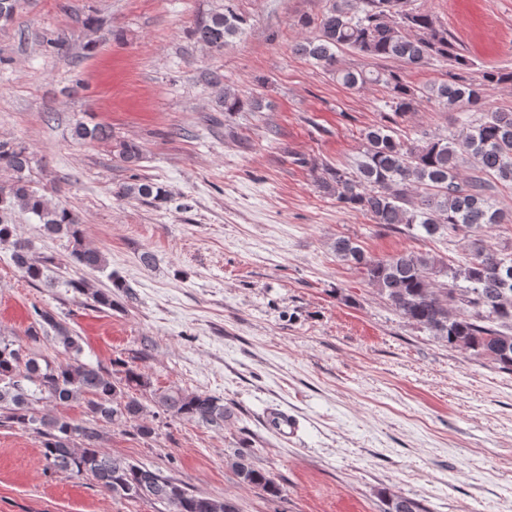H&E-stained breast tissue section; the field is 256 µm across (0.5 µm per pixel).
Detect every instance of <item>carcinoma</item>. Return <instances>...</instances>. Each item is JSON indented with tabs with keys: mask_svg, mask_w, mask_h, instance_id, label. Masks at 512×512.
<instances>
[{
	"mask_svg": "<svg viewBox=\"0 0 512 512\" xmlns=\"http://www.w3.org/2000/svg\"><path fill=\"white\" fill-rule=\"evenodd\" d=\"M328 0L317 17L319 36L294 44L293 52L321 65L346 87L377 84L389 91L386 106L396 116L418 110L425 95L446 106L460 105L478 112L477 119L461 122L459 134L425 135L405 143L394 137L391 126L379 123L363 133L362 160L354 170L328 167L318 187L335 194L343 207L370 215L374 222L396 228H418L426 238L448 233L469 237L505 220L488 196V178L512 185V111L486 109L489 87L512 82V72L485 67L477 78L467 76L471 59L456 52L448 30L436 24L426 11L402 9L404 0ZM20 0H0V25L13 21ZM245 19L230 7L215 12L193 28L195 39L221 51L244 33ZM349 47L364 57L395 59L420 67L432 61L450 60L454 70L448 80L433 84L423 93L396 73L382 70H350L338 66L336 50ZM258 107L238 92L224 88V111ZM119 159L135 166L142 148L134 142L117 145ZM31 156L27 148L0 140V170L14 174L0 186V245L11 249V260L23 277L41 280L42 269L33 258L32 245L21 241L7 215L15 210L30 213L49 235L64 234L73 241L69 263L75 271H100L104 255L85 245L77 213L52 203L33 189L25 177ZM471 166L472 174L461 178ZM117 196L151 204L167 202V191L152 182L120 186ZM336 257L355 268L385 297L400 315L448 342V347L486 357L499 370L512 373V253H501L471 242L465 262L447 268L428 254L404 251L378 259L347 238L333 243ZM443 280H438V277ZM37 324L53 332L55 347L69 356L66 363L38 359L0 338V411L3 418L36 433L46 465L56 471L91 476L101 491L127 500H154L166 512H224V502L189 492L175 479L125 459L99 446L104 427L137 422L147 407L136 391L151 388L150 378L128 367L124 380L115 381L100 368L80 359L81 337L48 310L38 312ZM57 404L83 401L89 419L76 423L57 416L38 417L32 404L37 395ZM154 406L177 419L221 428L231 417L224 401L207 393L167 389L156 392ZM240 480L269 497L281 495L270 475L249 462L240 451L233 463ZM412 500L391 495L385 512H418Z\"/></svg>",
	"mask_w": 512,
	"mask_h": 512,
	"instance_id": "obj_1",
	"label": "carcinoma"
}]
</instances>
